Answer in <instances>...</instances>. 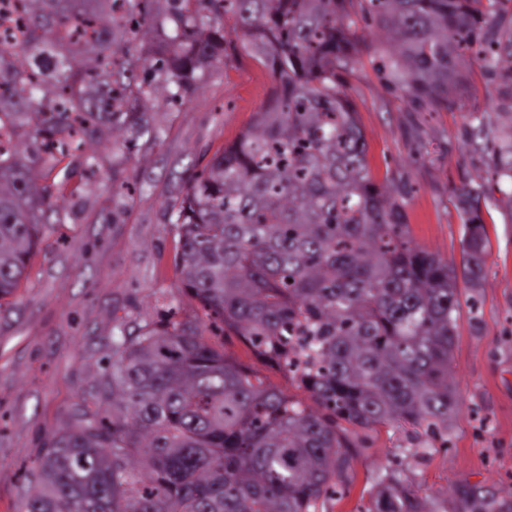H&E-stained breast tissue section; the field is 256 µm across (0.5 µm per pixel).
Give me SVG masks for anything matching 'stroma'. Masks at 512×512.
<instances>
[{
  "label": "stroma",
  "mask_w": 512,
  "mask_h": 512,
  "mask_svg": "<svg viewBox=\"0 0 512 512\" xmlns=\"http://www.w3.org/2000/svg\"><path fill=\"white\" fill-rule=\"evenodd\" d=\"M364 42L340 76L367 144L377 181L404 190L413 240L461 265L463 231L455 208L465 184H482L489 239L481 287L462 289L452 369L459 405L447 439L410 438L401 428H353L351 465L339 494L317 512H365L381 469L421 483L440 506L461 481L512 492V215L496 204L495 169L463 137L474 109L496 119L488 77L466 72L450 111L412 102L387 81L381 35L370 16L358 19ZM270 70L240 48L228 49L195 93L180 105L157 94L150 110L161 131L113 161L103 153L93 178L69 176L76 195L64 223L46 225L14 295L0 300V512H19L30 469L76 407L97 409L94 387L112 360L118 330L168 320L171 303L192 309L179 287V235L170 209L264 105Z\"/></svg>",
  "instance_id": "1"
}]
</instances>
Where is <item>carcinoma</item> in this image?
<instances>
[{
	"instance_id": "cac0c4a2",
	"label": "carcinoma",
	"mask_w": 512,
	"mask_h": 512,
	"mask_svg": "<svg viewBox=\"0 0 512 512\" xmlns=\"http://www.w3.org/2000/svg\"><path fill=\"white\" fill-rule=\"evenodd\" d=\"M376 15L394 78L448 109L479 36L498 121L477 116L512 214V13L503 0H16L0 46V299L40 227L64 222L54 170L90 142L116 159L160 131L151 97L190 96L224 61L226 28L268 66L269 98L174 205L180 287L315 406L208 342L200 318L112 340L99 381L112 421L72 416L45 449L23 512H312L349 468V427L448 431L460 284L484 277L482 185L459 190L461 268L407 234L403 194L375 181L339 74L358 52L353 2ZM164 75L154 84L153 74ZM457 512H512V495L453 490ZM366 512H440L422 485L380 474Z\"/></svg>"
}]
</instances>
